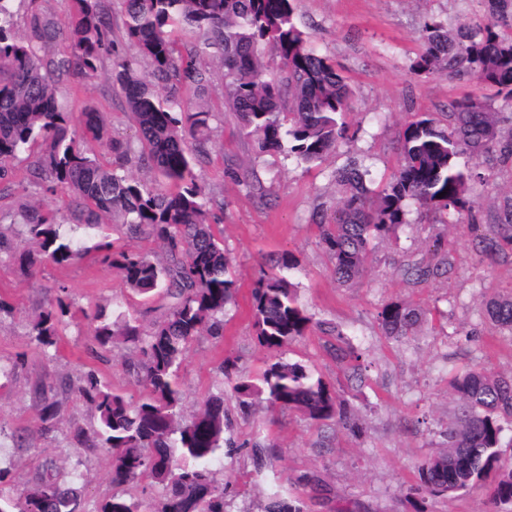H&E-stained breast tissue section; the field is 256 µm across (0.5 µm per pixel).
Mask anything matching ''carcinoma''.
Instances as JSON below:
<instances>
[{
  "label": "carcinoma",
  "mask_w": 512,
  "mask_h": 512,
  "mask_svg": "<svg viewBox=\"0 0 512 512\" xmlns=\"http://www.w3.org/2000/svg\"><path fill=\"white\" fill-rule=\"evenodd\" d=\"M10 2L0 0V182L11 177L12 162L39 142L42 150L29 164L34 183L62 188L74 201L63 216L37 202L12 215V223L22 227L20 239L11 244L0 238V262L69 265L93 249L104 250L103 261L128 288L140 294L160 289L171 299L167 313L147 331L134 320L110 323L99 313L86 315L93 353L109 350L119 339L134 345L137 359L130 369L144 393L131 401L88 369L72 392L94 410L96 425L74 430L72 440L87 453L110 450L112 482L163 487L155 512H224V491L213 492L211 484L224 447V399H208L190 421L179 422L178 372L197 336L221 335L224 309L237 285L224 240L210 224L212 200L194 171L207 154L216 115L183 98L181 90L201 89L206 75L198 62L216 61L223 68L228 106L256 156L286 150L297 162L313 164L346 138L347 79L297 24L293 0H120L124 35L137 52L129 58L115 53L112 9L102 0H70L62 19L44 16L38 0H29L31 13L22 30ZM485 3L483 15L452 30L426 17L422 51L410 70L421 77L469 76L512 105V0ZM179 26L189 29V40L174 37ZM266 45L279 51L281 80L267 77ZM140 59L149 63L150 75L138 70ZM108 61L132 114L134 134L118 140L99 112L88 108L81 114L84 136L114 154L105 164L77 143L73 115L58 103L52 82L94 76ZM463 155L483 157L489 165L512 163V115L488 101H452L443 125L428 112L408 117L399 135V167L384 183L372 187L370 170L354 157L336 170L342 197L329 223L319 225L336 280L345 286L357 282L373 241L396 236L408 223L411 203L454 224H475V188L489 185L492 173L460 166ZM134 164L147 166L165 188L151 189L135 178L127 170ZM114 218L133 237L160 240L165 260L131 247L112 250L103 229ZM507 245L512 246V192L503 198L500 222L478 237L480 253L494 261L506 256ZM451 265L442 257L411 264L404 274L421 282ZM284 268L294 264L285 261L281 270L263 273L252 290L258 342L274 352L320 326ZM63 313L60 302L36 314L32 340L53 346ZM486 313L492 323L512 331V295L489 301ZM426 316L402 302L386 303L378 312L385 334L395 339L411 335ZM336 359L356 371L361 354L347 343L336 346ZM451 388L459 401L458 420L445 434V448L418 468V489L432 496L466 492L495 472L491 501L512 507V464L503 458V437L512 431V375L477 363L453 379ZM233 390L246 406L262 399L271 409L296 410L313 422L336 417L354 426L352 413L330 385L298 362L279 357L258 378H237ZM50 391L45 384L34 390L43 434L64 419ZM80 465L69 467L63 484L62 467L47 460L14 495L4 492L10 469L0 466V512H85ZM99 512L145 509L135 496H113Z\"/></svg>",
  "instance_id": "carcinoma-1"
}]
</instances>
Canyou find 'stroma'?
<instances>
[{
	"label": "stroma",
	"instance_id": "35a3bbf8",
	"mask_svg": "<svg viewBox=\"0 0 512 512\" xmlns=\"http://www.w3.org/2000/svg\"><path fill=\"white\" fill-rule=\"evenodd\" d=\"M294 5L315 46L348 79L354 109L346 121L355 137L310 168L282 153L255 157L240 135L236 113L225 104L221 68L203 62L205 101L219 118L212 124L210 153L195 171L216 201L215 229L224 238L237 291L224 312L222 335L196 337L181 366L183 416L191 418L210 396L224 397V438L235 445L214 474L215 486L224 491V512H266L274 496L302 512H497L483 488L439 497L419 491L418 467L442 451L455 419L457 400L448 387L454 374L478 361L512 374V332L485 313L488 300L512 293V262L483 258L470 225L444 224L438 215L414 208L396 238L373 242L363 278L347 287L336 280L315 222L333 214L339 203L332 173L347 157L363 158L375 179L388 178L399 160L398 133L411 114L429 112L442 121L450 101L493 98L492 89L468 77L410 72L422 48L425 16L453 28L483 13V0H295ZM55 93L71 112L97 110L113 137L132 135L124 95L107 75L68 79L56 84ZM28 167L27 157H20L11 187L0 184V234L9 239L16 231L9 218L27 197L61 213L71 204L67 191L29 186ZM251 170L262 180L265 197L238 184V176ZM432 248L450 256L451 269L421 282L408 279L404 267L428 259ZM283 258L295 264L300 300L315 320L342 328L359 345L364 372L355 376L338 362L335 337L319 328L291 343L285 357L330 384L355 412L358 431L258 403L245 409L233 391L238 375H258L269 361L253 327L251 293L262 270ZM62 285L71 304L66 332L45 351L30 338L28 325L55 301ZM0 298L11 305L0 314V440L12 447L13 475L32 476L52 454L82 460L89 512L104 499L132 493V485L113 482L106 449L85 454L70 439L74 428L92 424L90 407L63 395L64 419L44 436L32 390L39 382L73 380L93 368L114 391L138 398L141 388L128 367L136 358L133 345L119 340L94 358L85 315L101 310L113 320L123 313L146 327L165 315L170 298L126 288L96 251L68 266L46 262L31 271L2 262ZM391 301L428 310L415 336H385L377 314ZM256 444L266 450L259 470L252 458Z\"/></svg>",
	"mask_w": 512,
	"mask_h": 512
}]
</instances>
